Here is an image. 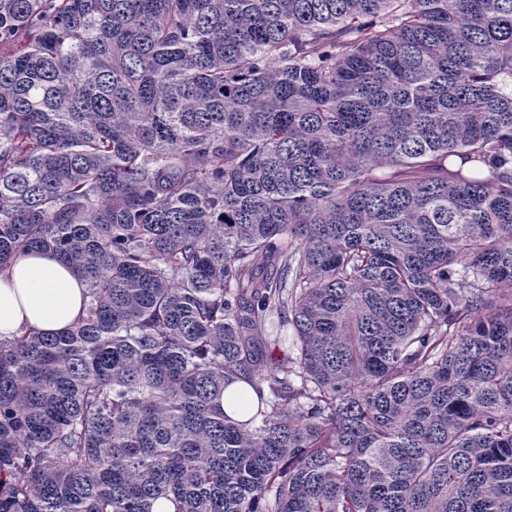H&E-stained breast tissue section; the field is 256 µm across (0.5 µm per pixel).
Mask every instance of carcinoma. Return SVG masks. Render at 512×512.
Masks as SVG:
<instances>
[{
	"instance_id": "obj_1",
	"label": "carcinoma",
	"mask_w": 512,
	"mask_h": 512,
	"mask_svg": "<svg viewBox=\"0 0 512 512\" xmlns=\"http://www.w3.org/2000/svg\"><path fill=\"white\" fill-rule=\"evenodd\" d=\"M33 249L0 512H512V0H0ZM86 294V282L53 252L18 255L0 268V340L68 330L84 315Z\"/></svg>"
}]
</instances>
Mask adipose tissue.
<instances>
[{
	"label": "adipose tissue",
	"instance_id": "1",
	"mask_svg": "<svg viewBox=\"0 0 512 512\" xmlns=\"http://www.w3.org/2000/svg\"><path fill=\"white\" fill-rule=\"evenodd\" d=\"M86 294L85 281L53 252L18 255L0 267V340L68 330L83 316Z\"/></svg>",
	"mask_w": 512,
	"mask_h": 512
}]
</instances>
